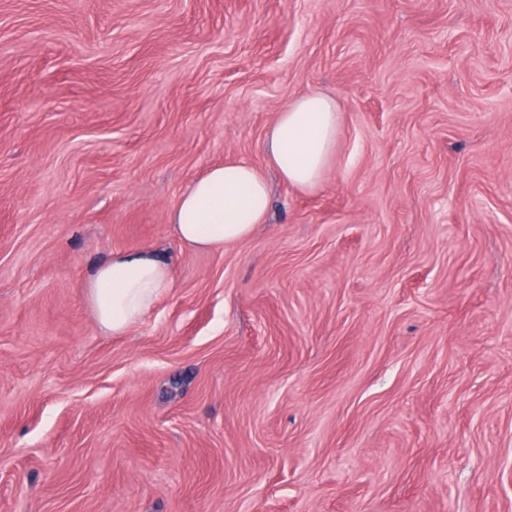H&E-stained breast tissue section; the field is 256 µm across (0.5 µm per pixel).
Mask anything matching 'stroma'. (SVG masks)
Listing matches in <instances>:
<instances>
[{
  "instance_id": "1",
  "label": "stroma",
  "mask_w": 512,
  "mask_h": 512,
  "mask_svg": "<svg viewBox=\"0 0 512 512\" xmlns=\"http://www.w3.org/2000/svg\"><path fill=\"white\" fill-rule=\"evenodd\" d=\"M312 89L322 185L183 246ZM143 249L174 286L106 335ZM0 512H512V0H0ZM271 189L265 174L238 159L210 165L182 192L167 221L174 236L200 251H224L265 224ZM84 288L98 327L122 336L173 288L172 269L152 251L117 252L87 276Z\"/></svg>"
}]
</instances>
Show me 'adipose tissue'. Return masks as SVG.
I'll use <instances>...</instances> for the list:
<instances>
[{
    "mask_svg": "<svg viewBox=\"0 0 512 512\" xmlns=\"http://www.w3.org/2000/svg\"><path fill=\"white\" fill-rule=\"evenodd\" d=\"M340 106L320 90L293 98L269 127L270 170L302 191L317 189L336 152ZM271 189L265 172L238 159L210 165L182 192L167 216L174 236L200 251H222L247 241L266 223ZM173 286L172 269L154 252H117L84 283L98 327L127 334Z\"/></svg>",
    "mask_w": 512,
    "mask_h": 512,
    "instance_id": "adipose-tissue-1",
    "label": "adipose tissue"
}]
</instances>
